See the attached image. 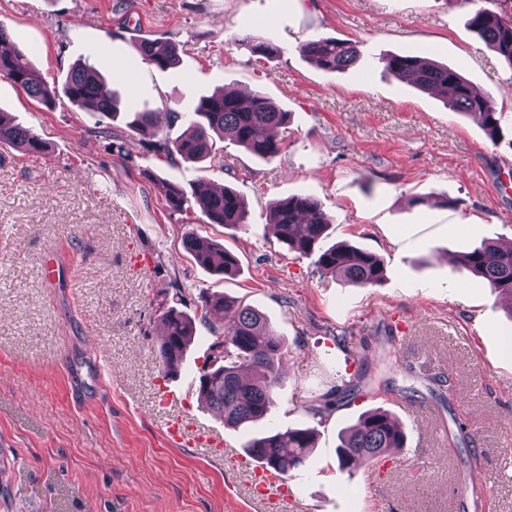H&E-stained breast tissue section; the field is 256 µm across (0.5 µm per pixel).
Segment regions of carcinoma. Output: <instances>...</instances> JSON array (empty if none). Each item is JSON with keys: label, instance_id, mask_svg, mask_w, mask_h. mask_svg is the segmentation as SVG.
<instances>
[{"label": "carcinoma", "instance_id": "1", "mask_svg": "<svg viewBox=\"0 0 512 512\" xmlns=\"http://www.w3.org/2000/svg\"><path fill=\"white\" fill-rule=\"evenodd\" d=\"M476 34L512 68V16L485 8L473 11L469 19ZM142 60L161 69L179 61L178 46L172 41L143 40L137 45ZM300 55L324 72L346 69L358 59L357 45L350 41L313 34L299 46ZM22 48L13 41L9 29L0 23V76L19 86L27 95L48 106L56 103V88L50 87L30 65H20ZM387 71L416 89L447 94L452 111L479 123L491 141L501 130L503 112L490 94L476 95L470 82L458 71L432 59L390 55L383 59ZM63 93L74 105L93 103L95 111L113 116L119 112L117 100L106 88L96 69L86 63L76 64L66 76ZM129 125L143 135L157 136L155 113L129 106ZM288 124V113L270 98L255 93L249 105L240 106L222 90L199 98L193 118L174 141L159 144L158 151L176 162L199 163L211 157L214 138L232 139L254 156L270 160L284 148L271 135L272 129ZM0 145H9L27 153L42 150L41 142L30 131L12 122L0 112ZM171 209L184 212L196 205L208 224L236 228L247 223L244 200L226 187L217 195L197 192L194 199L179 186H167ZM332 223L319 202L308 195H292L276 201L269 209V224L277 229L279 242L302 257L316 256L319 271L331 274L355 287L374 286L384 278L383 258L346 242L322 246L325 232ZM186 249L195 262L217 275L236 272L238 259L207 236L193 235ZM457 265L487 281L501 294H512V248L488 242L456 258ZM201 319L209 313L224 317L223 335L216 337L220 363L199 378V395L224 416V425L238 429L257 424L267 417L280 379L284 345L266 319L256 309L225 296H207ZM167 335L158 348V357L166 373L183 360L193 335L195 320L174 308L164 313ZM315 448L311 429L262 432L244 444L245 452L280 476L305 464ZM405 448V436L394 416L380 407L366 411L356 424L341 436L338 446L339 468L359 463L371 464Z\"/></svg>", "mask_w": 512, "mask_h": 512}]
</instances>
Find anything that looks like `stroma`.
Returning a JSON list of instances; mask_svg holds the SVG:
<instances>
[{
    "instance_id": "1",
    "label": "stroma",
    "mask_w": 512,
    "mask_h": 512,
    "mask_svg": "<svg viewBox=\"0 0 512 512\" xmlns=\"http://www.w3.org/2000/svg\"><path fill=\"white\" fill-rule=\"evenodd\" d=\"M512 13V0H0V22L29 64L62 87L89 62L119 98L158 114V136L185 129L199 98L224 87L270 97L289 114L281 154L259 159L232 141L214 161L170 163L153 139L59 97L46 108L0 76V110L46 145L0 146V512H512V307L441 255L512 233V98L491 142L446 98L385 71L421 46L476 90L500 97L512 67L472 31L474 7ZM272 43L256 59L246 34ZM319 34L356 42L360 57L326 73L298 45ZM142 39L179 47L175 68L143 64ZM211 183L245 200L241 228L175 212L168 183ZM306 194L331 216L328 243L381 256L384 279L357 288L317 273L280 243L271 205ZM430 195L435 206L411 200ZM211 237L239 261L232 277L195 263L185 240ZM262 311L287 355L261 427L312 428L306 464L284 499L253 500L249 430L226 428L200 400L222 319L205 295ZM196 319L177 377L157 358L168 308ZM347 343H339V334ZM357 385L329 418L308 407ZM174 391L158 406L159 388ZM388 409L408 450L340 470L338 433ZM182 418L224 438L222 451L169 442Z\"/></svg>"
}]
</instances>
